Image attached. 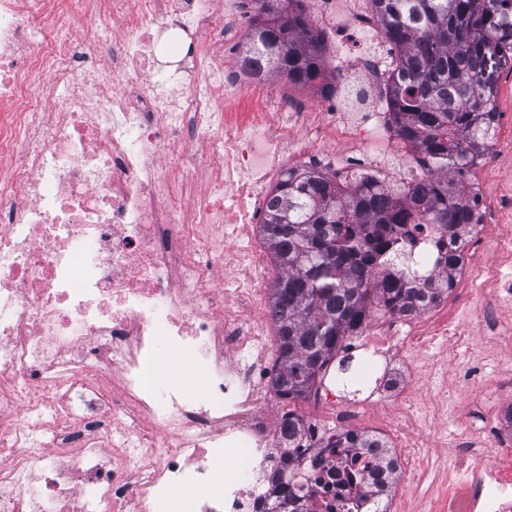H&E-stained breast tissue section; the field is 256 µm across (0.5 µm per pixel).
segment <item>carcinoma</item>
I'll list each match as a JSON object with an SVG mask.
<instances>
[{"label":"carcinoma","instance_id":"carcinoma-1","mask_svg":"<svg viewBox=\"0 0 512 512\" xmlns=\"http://www.w3.org/2000/svg\"><path fill=\"white\" fill-rule=\"evenodd\" d=\"M244 53L259 56L264 77L336 94L325 47L303 0H255ZM389 46L383 102L392 132L410 147L423 180L398 196L363 177L338 185L315 168L288 170L269 193L262 239L280 276L270 288L277 313L278 393L300 399L357 332L372 305L392 312L434 303L454 286L462 255L458 230L470 223L468 177L488 149L500 71L512 62V0H370ZM396 224H439L448 232L443 288H406L379 274L380 258L400 244ZM326 448H372L362 435L330 437ZM274 493L292 496L283 474Z\"/></svg>","mask_w":512,"mask_h":512}]
</instances>
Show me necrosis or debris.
Listing matches in <instances>:
<instances>
[{"label":"necrosis or debris","instance_id":"1","mask_svg":"<svg viewBox=\"0 0 512 512\" xmlns=\"http://www.w3.org/2000/svg\"><path fill=\"white\" fill-rule=\"evenodd\" d=\"M83 0H0V512H158L172 479L224 466L223 484L199 495L196 512H277L261 474L288 446L303 512H385L380 486L427 473L429 435L401 441L415 422L404 384L424 385L411 318L368 313L339 353L376 381L364 399H344L331 369L288 416L272 382L274 313L263 297L269 267L257 245L225 248L221 226L258 223L272 172L289 151L309 155L337 183L354 170L390 187L407 181L389 164L394 141L340 100L271 99L263 75L220 62L221 46L246 38L250 0H98L79 36L70 18ZM388 62L358 57V88L379 96ZM56 99L54 111L45 102ZM314 127L317 137L300 138ZM350 143L345 154L330 145ZM209 188L197 194L196 179ZM512 210V196L476 206L467 238L475 258L512 251V236L478 230ZM442 230L426 224L396 266L410 288L434 282L445 262ZM246 267L232 294L213 279L227 263ZM491 287L462 298L481 330L496 328L512 279L488 271ZM168 362L199 372L207 392L158 391L160 343ZM455 371L483 412L507 398L492 423L466 428L451 452L461 481L446 512H512V368L491 386L480 364ZM44 414L42 424L30 414ZM391 422L382 448H328L331 435L365 417ZM299 429L284 436L287 421ZM53 432L50 450L41 427Z\"/></svg>","mask_w":512,"mask_h":512}]
</instances>
